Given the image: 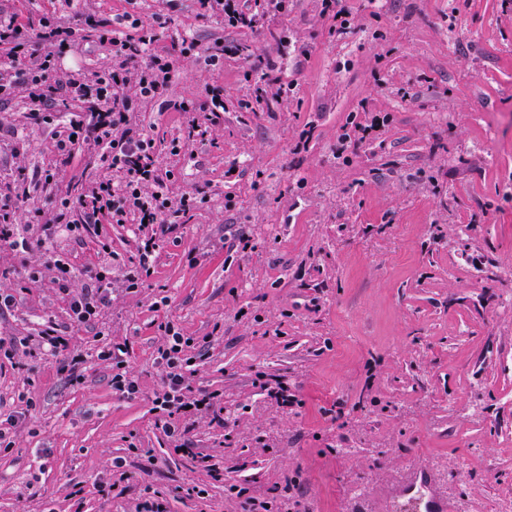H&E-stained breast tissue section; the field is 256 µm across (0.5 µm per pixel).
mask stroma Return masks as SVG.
I'll return each mask as SVG.
<instances>
[{"label": "stroma", "mask_w": 512, "mask_h": 512, "mask_svg": "<svg viewBox=\"0 0 512 512\" xmlns=\"http://www.w3.org/2000/svg\"><path fill=\"white\" fill-rule=\"evenodd\" d=\"M288 0L252 28L204 14L197 0H0L22 31L44 17L93 20L56 59L55 77L112 66L105 23L166 17L153 45L176 70L161 103L136 118L155 140L173 195L205 192L167 235L143 287L116 289L106 335L67 323L63 294L20 272L44 246L27 211L103 174L92 149L59 163L56 134L80 110L35 126L22 99L0 101V182L28 250L0 245V290L14 292L0 339L66 326L67 352L0 358V512H134L161 495L168 512H369L431 469L457 512L512 505V0ZM197 45L182 54L183 41ZM223 44L218 66L200 57ZM288 88L285 106L256 103L253 62ZM224 91L210 141L174 156L169 140ZM362 141H347L354 126ZM56 174V187L39 180ZM56 246L81 292L105 256L121 275L136 228L102 219ZM173 323L195 338L189 376L213 391L223 424L188 419L197 453H177L153 400L155 362ZM124 344L139 391L112 388L95 359ZM91 355L82 383L61 370ZM122 459L123 469L113 466ZM113 482L111 493L100 490ZM201 494H189L192 485Z\"/></svg>", "instance_id": "1"}]
</instances>
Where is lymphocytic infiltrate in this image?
Listing matches in <instances>:
<instances>
[{
    "instance_id": "1",
    "label": "lymphocytic infiltrate",
    "mask_w": 512,
    "mask_h": 512,
    "mask_svg": "<svg viewBox=\"0 0 512 512\" xmlns=\"http://www.w3.org/2000/svg\"><path fill=\"white\" fill-rule=\"evenodd\" d=\"M121 20L135 29L138 36L132 39L112 30L111 68L84 72L62 84L50 79L55 52L75 44L77 29L49 19L40 20L35 36L45 50L39 54L22 39L17 26L0 21V44L8 49L6 60L0 62V99L17 96L27 100L29 119L37 126L54 121L55 115L47 107L57 94H66L82 105L85 120L60 130L57 154L65 163L77 144L97 147L106 172L86 183L79 199L62 195L52 210H30L28 221L40 226L49 238L62 229L82 233L85 225L101 216L114 224H137L142 237L122 281L125 288L134 289L139 287L144 274L150 273L156 260L160 245L155 226L172 230L186 223L200 199L186 195L171 199L170 176L157 165L154 140L132 121V114L139 107L163 97L171 79L173 60L151 50L157 39L156 29L163 21L156 16L146 22L129 13L122 15ZM223 109V95L212 93L201 107V117L192 120L187 136L170 140V154L178 155L188 146L209 142ZM78 211L83 214L79 220L74 217ZM27 278L32 282L50 280L61 293L67 294L69 317L77 324L92 321L99 308L111 299L112 281L102 271L95 274L93 288L71 293V266L54 252L45 253ZM192 344V338L171 329L166 344L158 352V360L166 370V384L156 395L155 403L171 415L189 408L207 413L213 410L210 396L195 399L187 393L185 370L193 364L187 350Z\"/></svg>"
}]
</instances>
